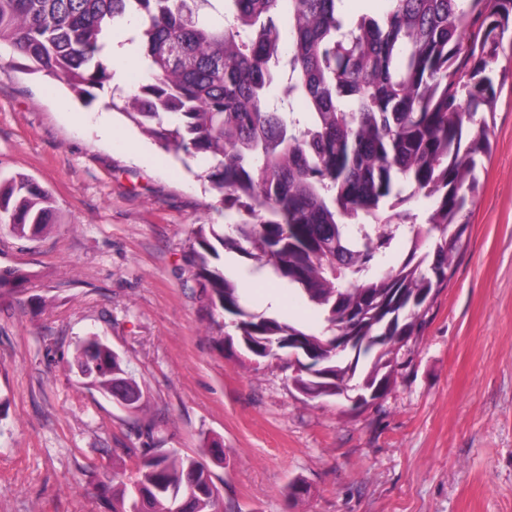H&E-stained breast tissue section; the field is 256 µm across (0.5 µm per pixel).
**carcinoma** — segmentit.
<instances>
[{
	"label": "carcinoma",
	"instance_id": "obj_1",
	"mask_svg": "<svg viewBox=\"0 0 512 512\" xmlns=\"http://www.w3.org/2000/svg\"><path fill=\"white\" fill-rule=\"evenodd\" d=\"M345 17L343 0H0V44L25 68L90 102L112 80L102 64L112 21H139L143 79L112 88V108L159 147L205 162L228 221L199 224L189 264L208 306L233 317L229 348L254 359L303 340L336 396L355 384L384 397L469 227L478 169L492 153L493 64L512 29V0H377ZM425 202L422 220L412 201ZM54 198L25 174L0 179V227L36 237ZM295 289L320 327L251 309L236 279L211 268L218 248ZM357 337L336 353L337 333ZM71 367L105 396L142 391L93 333ZM109 512H219L199 459L147 448L134 477L112 476Z\"/></svg>",
	"mask_w": 512,
	"mask_h": 512
}]
</instances>
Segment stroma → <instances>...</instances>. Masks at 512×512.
<instances>
[{"label": "stroma", "mask_w": 512, "mask_h": 512, "mask_svg": "<svg viewBox=\"0 0 512 512\" xmlns=\"http://www.w3.org/2000/svg\"><path fill=\"white\" fill-rule=\"evenodd\" d=\"M109 99L84 105L0 50V175L31 176L56 208L42 237L0 228V269L25 276L0 296V512H104L102 482L150 442L206 458L211 439L224 512H512V80L453 275L391 391L361 410L299 394L287 359L228 349L230 319L188 264L194 228L224 221L219 197ZM214 265L266 309L278 280L235 254ZM92 332L142 388L139 412L68 371Z\"/></svg>", "instance_id": "35a3bbf8"}]
</instances>
